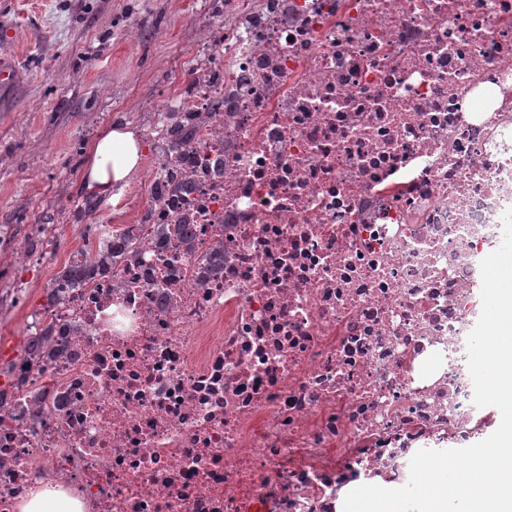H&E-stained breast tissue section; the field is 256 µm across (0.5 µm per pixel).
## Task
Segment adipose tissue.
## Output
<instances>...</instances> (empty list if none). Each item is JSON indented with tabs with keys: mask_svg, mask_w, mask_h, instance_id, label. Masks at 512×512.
<instances>
[{
	"mask_svg": "<svg viewBox=\"0 0 512 512\" xmlns=\"http://www.w3.org/2000/svg\"><path fill=\"white\" fill-rule=\"evenodd\" d=\"M138 135L130 126L103 129L87 148L83 185L87 192L104 194L138 169Z\"/></svg>",
	"mask_w": 512,
	"mask_h": 512,
	"instance_id": "1",
	"label": "adipose tissue"
}]
</instances>
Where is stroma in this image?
Segmentation results:
<instances>
[{"label": "stroma", "mask_w": 512, "mask_h": 512, "mask_svg": "<svg viewBox=\"0 0 512 512\" xmlns=\"http://www.w3.org/2000/svg\"><path fill=\"white\" fill-rule=\"evenodd\" d=\"M226 0H0V23L17 29L23 84L0 112V343L22 352L27 315L46 301L44 285L85 238L129 224L124 204L148 177L145 134L179 87ZM142 135L137 172L98 196L89 223H64L83 209L85 150L104 127ZM24 282L22 294L14 281Z\"/></svg>", "instance_id": "obj_1"}]
</instances>
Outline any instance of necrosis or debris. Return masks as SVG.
<instances>
[{
	"mask_svg": "<svg viewBox=\"0 0 512 512\" xmlns=\"http://www.w3.org/2000/svg\"><path fill=\"white\" fill-rule=\"evenodd\" d=\"M150 127L139 249L34 312L0 512H338L498 428L467 337L512 207V0H233ZM189 224L195 246H158ZM220 273H206L216 245ZM52 331V326H47L41 331L39 336H29L24 355L28 354L33 349H38L41 351V354L47 358L56 355L59 349L57 348L56 336H51ZM82 503L64 491L37 486L20 506V512H82Z\"/></svg>",
	"mask_w": 512,
	"mask_h": 512,
	"instance_id": "necrosis-or-debris-1",
	"label": "necrosis or debris"
}]
</instances>
